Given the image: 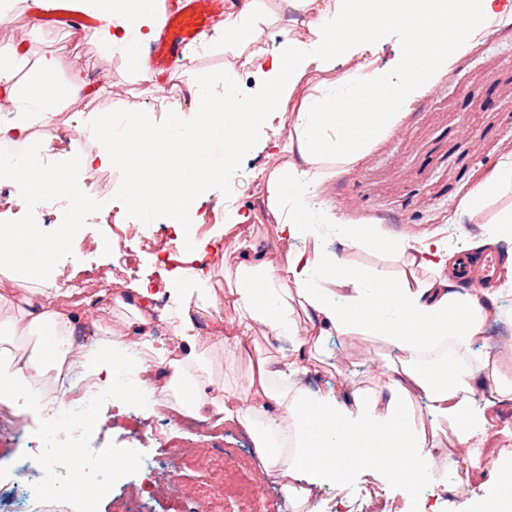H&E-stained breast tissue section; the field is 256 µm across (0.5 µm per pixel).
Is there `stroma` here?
<instances>
[{
	"mask_svg": "<svg viewBox=\"0 0 512 512\" xmlns=\"http://www.w3.org/2000/svg\"><path fill=\"white\" fill-rule=\"evenodd\" d=\"M0 27V46L14 43L16 31L25 34L26 58L16 70L20 80L36 75L40 59L51 58L58 81L81 75L86 89L81 108L62 102L40 127L30 129L28 142L0 141V157H11L37 148L53 147L55 157L70 160L82 153L97 150L86 122L101 113L116 112L122 105L134 102L155 121L167 120L162 106L181 95L188 81L216 77L233 54L219 41V28H211L216 41L203 51L186 52L169 75H157L154 82L142 81L134 67L119 52L113 51L96 29L74 34L60 27L56 15L30 7L28 0H14ZM61 128L71 134V142L49 141L47 131ZM276 133L260 130L252 149L244 154L232 174L224 172V151L214 147L205 165L213 176L202 197L195 239L202 256L188 254L179 248L169 254L157 253L128 242L133 267L132 281H147L166 288L172 276L189 277L198 264H206L212 272L210 286L217 293L231 288L238 260L252 250L267 252L277 258L278 243L270 225L263 222L260 197L234 195L226 197L230 180L260 181L269 162L268 141ZM512 148V26L497 30L472 49L425 95L417 99L403 117L399 129L374 145L359 162L336 166L320 199L322 208L336 213L349 224H371L391 238L406 231L439 233L449 243L460 235L475 238L486 235L491 221L503 208L512 205V190L492 199L482 221H474L461 207L480 176L500 161L506 149ZM131 185L127 169L111 166L99 169L97 178L82 181L71 199L80 210V231L75 251L45 256L43 246L54 240L67 222L66 213L50 209L45 213L36 233H29V200L25 180L0 183V204L5 213L0 221L13 228L17 237L12 245V263L16 266L49 262L52 276L67 275L76 291L89 295L104 294L102 306L112 309L113 331L124 328L125 314L113 306V290H100L99 280L112 262L109 246L112 227L116 224L146 223L148 235L165 238L173 235L166 214L158 212L151 219L126 207L124 193ZM237 208L252 217V237L244 245H236L221 236L225 206ZM327 250L343 255L359 267L392 276L402 264L397 255L383 254L365 248H351L336 236H328ZM289 340L268 342L256 336L254 344L243 350H225L215 346L209 352L213 376L239 404L251 402L249 377L256 359L272 360L291 355ZM391 347L359 335L328 336L323 342L319 360L311 362L304 383L309 390L342 391L344 386L375 388L388 379L385 359ZM134 411L126 401H109L98 413L94 434L103 448H135L157 461L148 472L131 469L111 496L95 499L91 512H118L122 501L138 491L151 492L147 512H187V489L205 483L219 484L220 478L209 470L187 471L181 464L183 452L203 449L221 456L233 451L245 454L250 463V476L255 496L278 502L280 512H295L291 500L274 476L261 474L258 454L252 437L243 429L225 426L223 432L195 436L182 432L174 423L155 418L154 424L162 441L130 434L126 423ZM478 479H471L467 491L446 492L436 486L421 488L415 496L403 494L392 484L357 480L351 494L341 496L335 487H323L314 504L318 512H355L353 492L378 491L397 504L400 512H417L427 504L430 512H473L476 501L472 492Z\"/></svg>",
	"mask_w": 512,
	"mask_h": 512,
	"instance_id": "stroma-1",
	"label": "stroma"
}]
</instances>
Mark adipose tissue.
<instances>
[{"instance_id":"adipose-tissue-1","label":"adipose tissue","mask_w":512,"mask_h":512,"mask_svg":"<svg viewBox=\"0 0 512 512\" xmlns=\"http://www.w3.org/2000/svg\"><path fill=\"white\" fill-rule=\"evenodd\" d=\"M94 16L106 43L124 55L140 78L152 82L145 46L160 33L162 0H81ZM280 23L283 37L260 53L261 84L255 95L241 96L238 74L227 66L216 81L188 86L189 105L167 102L170 119L148 121L136 104L125 108L126 128L116 131L112 114L98 115L90 126L98 140L95 154L78 155L45 172L33 155L0 159V176L29 182L34 200L72 192L78 174L94 166L122 165L138 187L125 196L129 207L164 211L174 230L198 224L199 200L209 182L201 158L213 142L224 146V169L233 171L248 152L257 131L286 130L288 147L273 152L264 183L252 194L264 197L266 221L281 244L280 264L257 260L236 272L238 285L218 301L196 271L183 289L186 301L199 298L198 309L183 306L168 328L190 354L174 363L169 381L149 386V393L174 394L178 410L193 414L209 407L224 421L254 438L265 473L279 476L287 495L303 512H316L323 486L345 492L353 476L384 478L405 494H414L421 476L432 474L441 454L490 466L482 484L479 512H512V462L500 461L492 412L512 401V379L501 371L507 347L475 348L487 320L498 311L496 295L484 288L462 287L449 272L448 242L438 235L380 236L372 226L341 223L320 209L335 162L348 165L395 131L404 113L474 46L505 25H512V0H228L222 22L224 45L243 53L259 36L258 21ZM397 36L395 58L356 61L358 46H376ZM23 46L0 47V97L20 108L19 119L0 127V140L21 141L30 113L25 104L50 112L59 102H75L83 88L79 77L55 79L52 60H44L34 79L14 75ZM329 73L316 93L303 91L310 68ZM379 99L368 106V97ZM512 185V151L464 198L471 217ZM329 224L347 246L396 252L403 260L398 276L369 274L326 249L320 232ZM428 278H418L419 270ZM49 273L40 263L8 275L14 316L0 331V398H12L30 376H41L64 361H74L95 381L107 384L132 345L109 325H97L86 338L80 315L52 306L39 286ZM240 311L239 324L228 327L223 303ZM210 320V338L240 349L249 343L252 325L272 340L288 339L295 357L260 361L250 379L253 402L235 407L215 387L194 312ZM357 333L394 347L388 382L378 389L312 392L303 387L300 357L315 356L323 337ZM34 336L31 353L10 350L16 337ZM423 400L447 432L416 424L414 400ZM274 401L276 411L265 408Z\"/></svg>"}]
</instances>
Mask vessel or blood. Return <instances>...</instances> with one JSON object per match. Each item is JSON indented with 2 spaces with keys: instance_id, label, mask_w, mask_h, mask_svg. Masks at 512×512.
I'll use <instances>...</instances> for the list:
<instances>
[{
  "instance_id": "1",
  "label": "vessel or blood",
  "mask_w": 512,
  "mask_h": 512,
  "mask_svg": "<svg viewBox=\"0 0 512 512\" xmlns=\"http://www.w3.org/2000/svg\"><path fill=\"white\" fill-rule=\"evenodd\" d=\"M220 0H181L177 9L166 11L164 37L155 42L150 51L156 71L166 72L179 58L183 48L192 43L205 28L218 19Z\"/></svg>"
}]
</instances>
